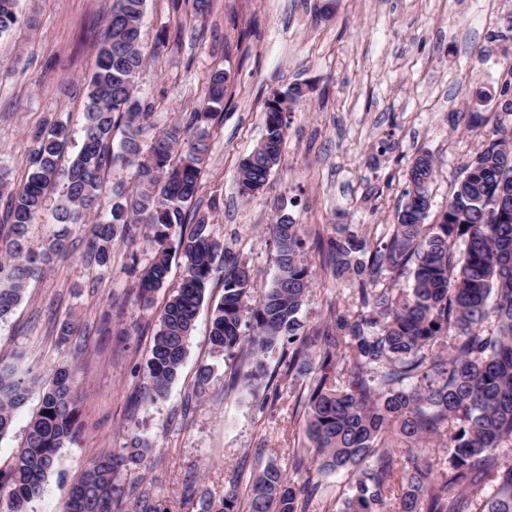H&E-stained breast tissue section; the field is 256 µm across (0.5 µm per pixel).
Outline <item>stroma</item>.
<instances>
[{"mask_svg":"<svg viewBox=\"0 0 512 512\" xmlns=\"http://www.w3.org/2000/svg\"><path fill=\"white\" fill-rule=\"evenodd\" d=\"M110 0H19V21L0 35V168L13 186L28 175L37 131L67 122L80 137L86 87L96 69ZM142 45L148 61L137 94L153 113L139 141L149 146L172 123L189 125L205 97L206 78L227 72L222 116L196 199L216 236L244 259L258 290L272 286L276 246L269 230L275 206L304 225L303 252L313 274L299 317L321 325L329 307L357 312L349 282L320 264V244L340 224L370 239L386 238L418 153L437 160L432 216L496 128L512 133L501 85L512 73V0H147ZM299 88L286 114L282 161L250 199L238 191L237 163L265 133V102ZM133 240L115 238L107 266L87 255L85 225L73 226L66 252L29 279L10 316L0 320V361L27 382H48L74 366L80 433L58 453L43 495L29 512H61L86 462L120 453L130 434L151 450L125 481L152 485L162 512H202L203 497L223 498L235 472L250 476L273 460L291 483L317 479L308 512H327L346 493L343 473L295 468L309 447L310 375H286L288 343L266 353V386L233 379L243 360L215 355L208 339L224 277L210 282L177 381L167 397L146 393V362L161 301L137 298L139 275L153 258L144 225ZM67 342H60L62 328ZM213 369L194 397L203 366ZM196 495L186 496V484Z\"/></svg>","mask_w":512,"mask_h":512,"instance_id":"stroma-1","label":"stroma"}]
</instances>
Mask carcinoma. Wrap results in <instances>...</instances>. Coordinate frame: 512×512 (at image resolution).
<instances>
[{
  "label": "carcinoma",
  "instance_id": "cac0c4a2",
  "mask_svg": "<svg viewBox=\"0 0 512 512\" xmlns=\"http://www.w3.org/2000/svg\"><path fill=\"white\" fill-rule=\"evenodd\" d=\"M146 0H112L96 70L87 86L82 143L69 165L61 162L70 144L67 127L56 121L36 135L28 156L30 171L20 188L9 186L0 169V196L6 195L8 259H0V320L22 300L32 274L54 254L67 250L69 226L84 224L104 187V169L114 163L134 170L135 186L117 193L110 217L90 225L88 257L100 266L110 261L114 238L131 224H143L154 258L139 280L146 303L163 288L172 253L186 260L181 286L163 306L146 363L151 398L167 395L178 377L210 280L224 273V296L213 311L209 340L214 353L237 350L247 360L243 379L256 389L265 378L261 356L286 340L293 345L288 373L315 376L307 396L306 431L322 474L346 472L351 493L336 512H387V493L395 482L402 494L392 512H512V462L498 449L512 443V135L483 141L466 166L433 224L430 187L436 160L421 153L407 171L406 201L384 242L374 243L351 224L336 225L322 265L336 278H349L362 312L356 317L330 309L324 323L302 331L298 314L312 283L303 257L304 225L275 220L270 231L277 248L274 285L250 303L252 270L214 235L206 213L193 206L201 189L210 149L208 130L191 135L179 123L159 133L142 150L136 132L151 115V105L127 106L134 79L146 64L141 36ZM18 0H0V33L18 21ZM229 79L212 72L207 96L197 112L203 125L224 107ZM264 110L265 138L239 164L241 195L262 189L281 161L287 124ZM128 135L117 154L112 131ZM180 154L174 160V154ZM59 191L55 213L62 225L45 249L24 248L29 225L42 214L50 191ZM190 227L172 246V228ZM405 290L393 288L399 279ZM250 318L252 334L242 322ZM492 332L484 330L489 320ZM449 343L448 353L440 346ZM32 387L15 367L0 365V437ZM79 397L74 369L57 368L42 388L41 406L32 417L11 466L0 471V499L7 512H27L40 498L60 448L74 440ZM396 432L408 443L395 462L384 438ZM430 440L448 441V465L427 450ZM149 452L132 435L119 456L91 457L72 487L63 512H159L152 488L123 485L120 472L141 466ZM496 486L495 495L472 508L476 486ZM304 488L287 480L269 462L251 480L247 510H241L235 483L219 502L205 499L203 512H307Z\"/></svg>",
  "mask_w": 512,
  "mask_h": 512
}]
</instances>
